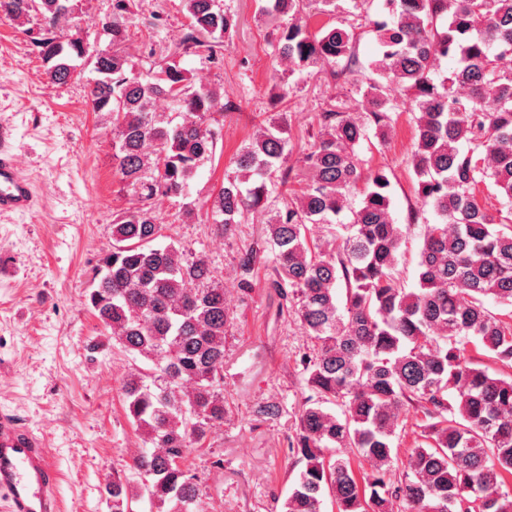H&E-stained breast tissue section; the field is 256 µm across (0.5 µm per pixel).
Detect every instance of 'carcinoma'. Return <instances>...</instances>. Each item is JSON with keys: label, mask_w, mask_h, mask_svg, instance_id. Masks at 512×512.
I'll use <instances>...</instances> for the list:
<instances>
[{"label": "carcinoma", "mask_w": 512, "mask_h": 512, "mask_svg": "<svg viewBox=\"0 0 512 512\" xmlns=\"http://www.w3.org/2000/svg\"><path fill=\"white\" fill-rule=\"evenodd\" d=\"M186 52L212 57L235 25L221 0H183ZM311 3L336 12V0H269L278 26L274 60L289 74L330 66L368 104V119L329 108L302 152L304 173L288 167L290 136L272 121L236 155L235 176L201 206L185 204L166 221L159 197H185L216 152L223 95L195 84L174 62L145 74L129 69L130 0H113L108 49L90 51L81 31L61 22L80 0H0V15L37 29L50 82L64 84L91 67L87 100L112 118V154L137 206L112 218V249L100 260L86 301L122 350L150 364L125 376L127 418L146 450L132 476L112 480V512H132L147 497L149 512H191L197 478L184 468L195 448L224 423V340L233 312L224 276L206 255L172 240V225L192 219L221 233L245 215L265 212L271 196L289 195L266 221L272 286L304 330L306 386L315 393L299 411L292 450L303 466L281 512H323L328 492L337 512H388L401 499L408 512H512V373L491 375L466 355L470 345L512 368V0H385L388 18L374 21L378 55L370 75L355 69L354 25L308 31ZM452 62L435 81V62ZM403 92L415 113L411 151L415 187L434 222L426 224L415 288L397 282L405 226L391 211L384 171L363 174L356 149L367 121L381 131ZM172 112L156 111L157 100ZM352 220L337 223L360 184ZM300 189H292V185ZM481 184L500 197L492 215L477 198ZM168 243H163V240ZM255 260L243 256L239 285H251ZM414 408L429 423L409 449L413 479L396 476L401 413Z\"/></svg>", "instance_id": "carcinoma-1"}]
</instances>
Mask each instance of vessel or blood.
<instances>
[{
	"label": "vessel or blood",
	"instance_id": "1",
	"mask_svg": "<svg viewBox=\"0 0 512 512\" xmlns=\"http://www.w3.org/2000/svg\"><path fill=\"white\" fill-rule=\"evenodd\" d=\"M33 190L17 167L13 132L0 124V214L30 211ZM58 470L44 440L13 414L0 411V494L8 512H60Z\"/></svg>",
	"mask_w": 512,
	"mask_h": 512
}]
</instances>
